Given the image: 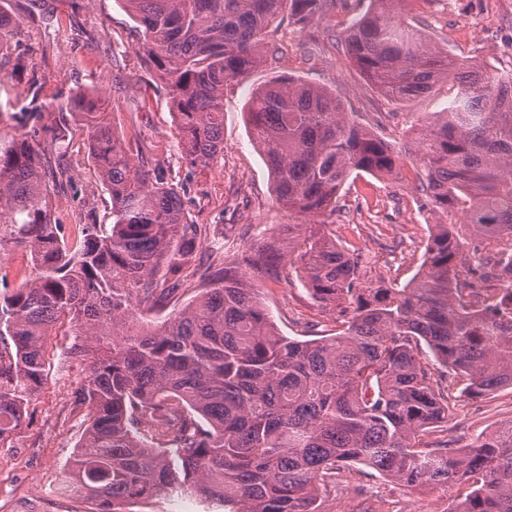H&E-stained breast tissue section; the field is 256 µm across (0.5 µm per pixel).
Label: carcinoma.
Masks as SVG:
<instances>
[{"label":"carcinoma","mask_w":512,"mask_h":512,"mask_svg":"<svg viewBox=\"0 0 512 512\" xmlns=\"http://www.w3.org/2000/svg\"><path fill=\"white\" fill-rule=\"evenodd\" d=\"M120 2L143 29L139 51L168 92L190 168L224 151V84L262 64L268 26L285 17L307 28L326 4ZM375 2L344 43L378 92L407 102L443 80L458 83L414 132L419 188L442 221L401 288L370 281L361 253L328 231L348 178L393 175L401 158L324 87L278 75L246 103L277 201L300 222L239 251L185 307L133 334L123 331L127 320L168 305L208 237L189 215L185 185L163 163L133 161L105 117L102 87L21 109L57 112L48 145L28 131L0 134V251L22 246L37 269L0 291V442L45 383L47 337L73 325L84 337L73 355L87 425L63 490L96 501L97 512L179 493L209 512H322V491L346 465L412 490L467 487L450 512H512V424L470 448L425 441L452 416L455 388L470 398L512 388V72L459 62L397 20L403 0ZM72 114L85 122L112 209L110 229L85 224L74 242L51 197L68 182L55 154ZM450 210L464 221L448 223ZM493 237L506 239L502 258L479 260L481 274L460 266L469 242ZM287 267L320 306L339 310L336 335L280 333L254 284L281 280ZM493 280L503 281L495 301L475 309L468 297ZM432 360L445 369L437 379Z\"/></svg>","instance_id":"cac0c4a2"}]
</instances>
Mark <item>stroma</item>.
Listing matches in <instances>:
<instances>
[{
  "label": "stroma",
  "instance_id": "obj_1",
  "mask_svg": "<svg viewBox=\"0 0 512 512\" xmlns=\"http://www.w3.org/2000/svg\"><path fill=\"white\" fill-rule=\"evenodd\" d=\"M51 24L24 18L25 0H0L19 22L0 50V132L18 128L20 107L30 100L48 102L75 88L104 83L107 118L134 158L161 160L183 181L194 222L210 227L197 248L196 270L172 300L178 310L201 287V273L231 259L238 247L269 240L294 218L276 202L272 179L252 144L245 104L253 88L275 75H288L326 87L340 98L350 118L369 127L398 149L411 141L412 129L442 110L453 94L451 83L399 103L378 93L347 54L344 33L371 0H329L323 14L306 29L282 22L266 39L273 57L258 70L231 80L224 89V150L209 167L186 170L177 146L169 95L157 85L138 46L141 28L120 0H51ZM399 16L420 28L430 45L448 50L490 73L512 71V0H404ZM70 186L54 191V216L67 237L81 225L110 223L109 197L88 153L86 127L69 121L62 147ZM420 163L404 162L399 176L349 178L330 217L339 243L361 252L370 278L404 285L417 273L438 218L417 190ZM259 297L278 329L291 339L335 334L337 313L322 308L297 278L259 284ZM75 339L53 336L46 358L48 381L30 407L31 420L0 443V512H96L94 501L66 494L62 485L83 430V413L74 394L80 377L70 355ZM512 419V389L487 396L460 397L446 430L429 435L432 443L467 448L477 438ZM458 489L409 491L378 474L345 467L338 486L329 488L326 512H409L417 502H435L450 512Z\"/></svg>",
  "mask_w": 512,
  "mask_h": 512
}]
</instances>
